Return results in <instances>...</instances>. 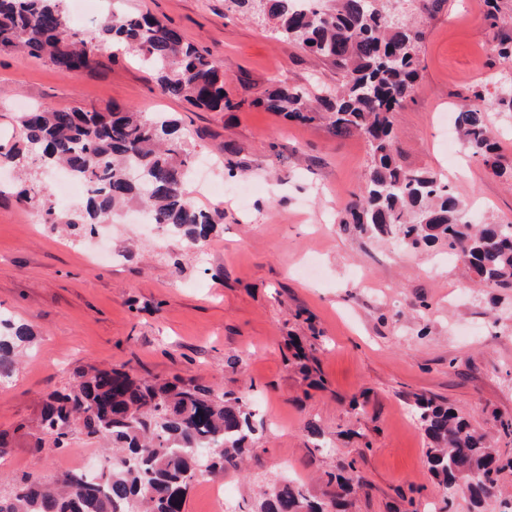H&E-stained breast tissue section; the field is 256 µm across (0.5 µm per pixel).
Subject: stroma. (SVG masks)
Segmentation results:
<instances>
[{
    "mask_svg": "<svg viewBox=\"0 0 512 512\" xmlns=\"http://www.w3.org/2000/svg\"><path fill=\"white\" fill-rule=\"evenodd\" d=\"M421 22V66L410 99L393 115L400 164L447 180L480 223L512 224V112L490 110L508 166L496 175L459 147H441V111L459 112L472 91L494 95L512 79V60L495 47L512 37V0H499L490 25L483 0H395ZM150 13L224 66L231 112H211L162 93L136 57L100 46V66L66 76L49 62L0 53V147L21 142L20 112L128 107L163 114L191 133L193 157L232 159L215 181L252 182L248 207L231 196L187 192L196 205L224 212L206 242L191 247L134 212L76 237L42 223L57 204L53 175L32 198L19 197L0 170V315L31 326L13 378L0 384V429L34 421L41 397L64 389L75 369L94 364L165 379L197 378L224 392L249 394L260 410L258 434L242 469L194 481L184 512H213L211 487L230 484L236 512H259L260 494L293 481L331 502L329 473L357 459L363 486L351 512H405L407 497L444 500L430 474L416 395L448 402L488 431L512 416V289L481 288L443 247L410 249L346 231L339 221L371 167L358 134L336 137L255 107L283 82L309 92L343 80L330 62L280 38L270 23L226 0H98L70 18L91 38L110 14ZM318 369L306 379L290 364L294 345ZM237 367H228V359ZM323 433L315 447L305 429ZM95 440L75 435L69 450L34 449L16 436L0 459V489L26 475L49 479L73 470Z\"/></svg>",
    "mask_w": 512,
    "mask_h": 512,
    "instance_id": "1",
    "label": "stroma"
}]
</instances>
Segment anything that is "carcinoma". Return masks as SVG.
I'll return each instance as SVG.
<instances>
[{"instance_id":"obj_1","label":"carcinoma","mask_w":512,"mask_h":512,"mask_svg":"<svg viewBox=\"0 0 512 512\" xmlns=\"http://www.w3.org/2000/svg\"><path fill=\"white\" fill-rule=\"evenodd\" d=\"M278 23V33L329 61L345 81L310 96L301 87L276 86L253 102L302 124H323L341 137L357 133L373 165L348 206L343 230L390 238L406 247L444 245L479 282L512 288V224H473L453 192L435 173L407 170L397 159L392 113L411 97L417 80L421 26L409 22L391 0H228ZM98 38L136 54L165 94L212 111L238 103L224 90V70L175 27L147 14L114 15ZM21 51L46 59L67 75L90 73L99 61L95 38H81L67 21L64 0H0V52ZM457 113L456 128L472 156L503 171L498 142L487 121L493 107L512 112V88ZM24 148L0 151V163L36 177L65 168L86 183L83 208L45 209V223L86 231L114 210L135 205L150 222L195 244L222 223L220 209L205 211L186 196L193 165L176 119H145L117 105L105 109L37 107L18 116ZM25 323L0 318V383L16 371L18 348L31 342ZM258 409L242 396L179 376L156 381L117 368L87 366L73 383L54 390L40 406L35 448L49 438L69 446L74 427L112 452V467L92 478L72 470L42 480L28 476L0 494V512H181L201 471L238 469L256 432ZM415 412L428 439L432 475L453 495L468 492L474 507L496 496L502 462L487 434L454 408L419 395ZM339 494L331 507L286 483L263 493L260 512H349Z\"/></svg>"}]
</instances>
